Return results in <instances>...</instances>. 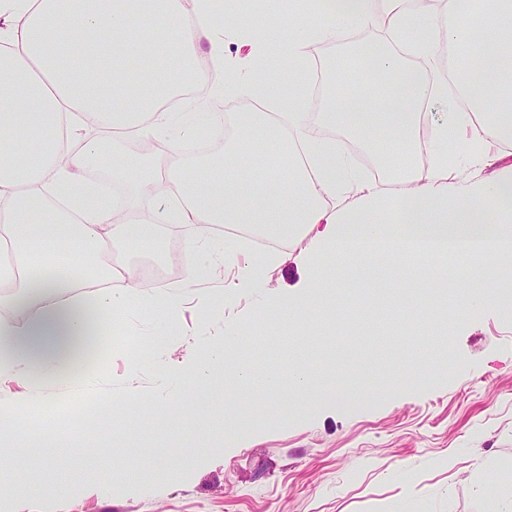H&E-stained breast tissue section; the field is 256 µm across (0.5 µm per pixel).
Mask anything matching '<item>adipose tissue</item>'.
<instances>
[{
    "instance_id": "obj_1",
    "label": "adipose tissue",
    "mask_w": 512,
    "mask_h": 512,
    "mask_svg": "<svg viewBox=\"0 0 512 512\" xmlns=\"http://www.w3.org/2000/svg\"><path fill=\"white\" fill-rule=\"evenodd\" d=\"M216 0H0V245L9 262L0 285L19 288L33 306L24 319L0 302V386L36 374L80 378L87 355L104 342L100 319L136 308L172 320L181 296L146 298L140 270L102 264L116 245L153 247L164 224L191 226L183 247L192 255L216 224H247L260 234H310L320 243L316 269L339 262L395 281L406 262L390 255L377 267L372 245L389 240L425 246L412 276L434 294L424 312L434 320L468 318L512 293V171L468 186L450 180L448 159L465 145L483 165L487 144L512 148V0H319L314 23L255 17L245 26L251 51L224 55L233 36L215 15ZM384 25L389 49L368 51L364 69L377 97L347 91V72H332L333 89L312 107L305 78L309 49L351 31ZM421 39H410L413 29ZM457 62L443 75L437 47ZM294 63V92L273 96L262 63L269 46ZM207 55L212 72L198 70ZM211 81L269 101L268 111L237 112L220 153L189 161L191 119L163 111L183 84ZM445 107L434 118V105ZM337 128L371 153L386 150L380 171L400 191L388 203L378 184L355 170L345 144L318 136ZM129 131L162 143L167 168L135 160L107 161L100 132ZM277 154L260 171L249 159L269 146ZM427 165H420V157ZM108 169L113 181L158 205L138 212L125 200L84 205L88 172ZM351 208L338 206L348 193ZM459 249L458 263H440L437 245ZM464 284L453 307L437 294ZM92 297H84L85 288Z\"/></svg>"
}]
</instances>
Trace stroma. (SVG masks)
<instances>
[{
  "instance_id": "1",
  "label": "stroma",
  "mask_w": 512,
  "mask_h": 512,
  "mask_svg": "<svg viewBox=\"0 0 512 512\" xmlns=\"http://www.w3.org/2000/svg\"><path fill=\"white\" fill-rule=\"evenodd\" d=\"M251 99L201 85L177 112L250 110ZM181 230L165 225L155 248H113L118 263L153 265L182 282ZM186 295L173 322L147 311L124 317V335L103 316L106 345L82 392L45 378L0 388V405L22 404L32 437L55 439L42 456L0 452V465L35 476L33 512H512V298L466 321L414 326L408 306L428 294L377 287L341 264L325 269L332 309L312 325L270 320V308L309 292L312 238L284 239L225 306L203 307L250 266L256 251L236 245ZM205 387L186 382L212 349ZM431 361L436 374L418 388L398 377ZM281 376L280 388L237 404L238 365ZM318 380V394L289 393V372ZM362 383V396L338 386ZM140 398L125 401L129 390ZM199 453L183 465L182 445ZM113 476L111 488L99 477ZM68 481L45 497L43 486Z\"/></svg>"
}]
</instances>
